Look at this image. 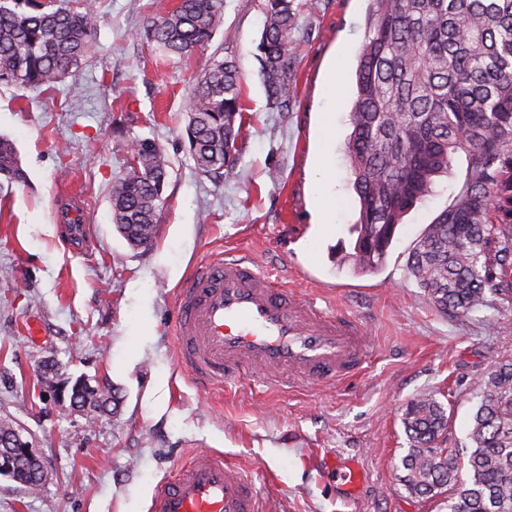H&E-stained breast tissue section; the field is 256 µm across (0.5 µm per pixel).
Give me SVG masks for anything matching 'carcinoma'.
I'll use <instances>...</instances> for the list:
<instances>
[{"label":"carcinoma","instance_id":"carcinoma-1","mask_svg":"<svg viewBox=\"0 0 512 512\" xmlns=\"http://www.w3.org/2000/svg\"><path fill=\"white\" fill-rule=\"evenodd\" d=\"M367 35L358 58L348 141L359 230L357 267L384 263L402 218L460 151L468 173L453 203L425 228L407 272L434 308L465 318L487 294L512 303V0H369ZM257 45L269 109L288 110L295 88L291 59L295 0H263ZM223 0H181L160 10L147 36L167 55L206 44ZM96 29L92 11L70 0H0V84L52 88L83 63ZM195 120L190 154L209 176L229 173L243 130L239 71L210 62L187 97ZM140 171L112 185L117 232L134 248L153 245L170 161L153 140ZM0 175L23 179L13 143L0 137ZM466 476L458 454L438 447L448 424L432 394L413 399L402 417L409 448L402 485L413 498L448 494L449 512H512V359L479 381ZM103 411L117 409L115 389L85 391ZM37 464L16 462L13 478L33 488Z\"/></svg>","mask_w":512,"mask_h":512}]
</instances>
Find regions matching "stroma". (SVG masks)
<instances>
[{
  "mask_svg": "<svg viewBox=\"0 0 512 512\" xmlns=\"http://www.w3.org/2000/svg\"><path fill=\"white\" fill-rule=\"evenodd\" d=\"M297 3L285 112L267 109L255 57L262 0H224L210 41L184 57L146 39L154 0H75L97 16L78 71L51 89L0 85V136L24 171L19 182L0 176V419L32 435L48 471L34 491L0 478V512H150L156 485L201 449L251 476L270 512H448L444 497L410 498L400 481L402 415L434 394L448 416L440 447L463 449L479 380L512 356V306L492 294L469 317L445 315L407 274L411 248L467 177L462 152L404 216L382 268H357L346 143L369 0ZM215 58L237 61L246 107L238 160L218 179L196 168L184 138L185 99ZM336 66L343 80L331 86ZM139 138L171 162L146 249L119 235L111 207ZM321 165L337 195L326 212L315 205ZM76 203L81 239L59 219ZM227 251L356 317L371 336L363 373L342 385L268 391L243 378L200 391L177 364L176 292ZM301 269L309 280L294 281ZM47 361L57 375L43 373ZM79 377L117 388L118 412L90 422L61 409L55 387ZM340 467L361 472L356 490L337 482Z\"/></svg>",
  "mask_w": 512,
  "mask_h": 512,
  "instance_id": "obj_1",
  "label": "stroma"
}]
</instances>
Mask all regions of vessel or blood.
I'll return each mask as SVG.
<instances>
[{"label":"vessel or blood","mask_w":512,"mask_h":512,"mask_svg":"<svg viewBox=\"0 0 512 512\" xmlns=\"http://www.w3.org/2000/svg\"><path fill=\"white\" fill-rule=\"evenodd\" d=\"M177 362L210 386L242 376L270 390L301 382L340 384L358 376L370 338L353 316L316 301L224 255L201 265L177 295ZM151 512H268L252 479L223 454L201 450L157 485Z\"/></svg>","instance_id":"obj_1"}]
</instances>
